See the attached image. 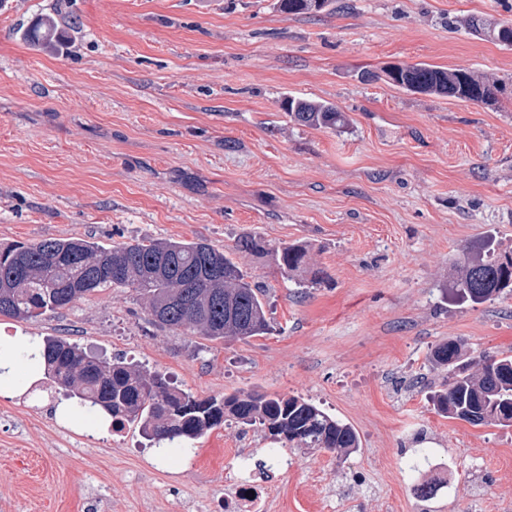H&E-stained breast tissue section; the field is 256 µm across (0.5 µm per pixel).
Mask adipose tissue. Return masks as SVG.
<instances>
[{
  "label": "adipose tissue",
  "instance_id": "1",
  "mask_svg": "<svg viewBox=\"0 0 512 512\" xmlns=\"http://www.w3.org/2000/svg\"><path fill=\"white\" fill-rule=\"evenodd\" d=\"M43 367L40 342L23 333L0 329V395L10 397L34 382Z\"/></svg>",
  "mask_w": 512,
  "mask_h": 512
}]
</instances>
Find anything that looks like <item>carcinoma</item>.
<instances>
[{
  "label": "carcinoma",
  "instance_id": "cac0c4a2",
  "mask_svg": "<svg viewBox=\"0 0 512 512\" xmlns=\"http://www.w3.org/2000/svg\"><path fill=\"white\" fill-rule=\"evenodd\" d=\"M329 0H278L280 11L319 12ZM470 28L503 46H512V21L474 17ZM25 38L40 50L57 52L69 43L68 33L50 15L36 19ZM386 81L408 92L447 96L489 104L504 85L465 68L427 63L387 66ZM293 122L336 129L346 118L335 105L301 97L285 100ZM236 249L267 253L279 269L309 287L324 279L310 262L304 243L266 247L257 234L242 237ZM452 287L474 304H483L512 287V254L496 252L487 235L464 248ZM109 288L136 292L148 316L173 332L193 329L210 341L247 339L269 330L260 288L224 251L203 241L149 239L106 247L81 238H47L37 243L0 245V316L22 320L56 313L76 301ZM45 378L64 396L112 419V430L132 424L155 445L178 448L189 455L193 441L233 422L257 427L274 444L271 461L283 448H324L348 457L361 448L356 430L300 396L236 392L220 398H199L171 386L167 378L143 365L102 361L62 337L42 338ZM459 342L438 344L431 363L448 370V381L433 397L437 413L474 426L512 427V356H485L464 363Z\"/></svg>",
  "mask_w": 512,
  "mask_h": 512
}]
</instances>
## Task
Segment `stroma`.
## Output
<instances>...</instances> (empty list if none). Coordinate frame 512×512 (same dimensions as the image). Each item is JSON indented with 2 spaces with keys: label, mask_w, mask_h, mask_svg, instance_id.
Segmentation results:
<instances>
[{
  "label": "stroma",
  "mask_w": 512,
  "mask_h": 512,
  "mask_svg": "<svg viewBox=\"0 0 512 512\" xmlns=\"http://www.w3.org/2000/svg\"><path fill=\"white\" fill-rule=\"evenodd\" d=\"M289 15L277 0H7L0 8V244L79 237L207 241L265 288L268 334L210 342L149 320L112 289L7 332L58 336L144 364L198 397L259 391L312 400L361 439L337 458L284 449L263 477L277 512H512V428L474 426L430 401L435 345L512 354V292L459 301L465 247L512 250V47L470 29L512 20V0H336ZM40 14L64 53L24 38ZM424 62L506 84L485 106L414 94L364 71ZM344 112L339 130L290 121L288 97ZM300 241L326 277L297 287L239 238ZM45 391L0 396V512H221L236 451L260 429L225 424L189 457L159 458L135 426L61 422ZM426 453L448 486L418 501L406 468Z\"/></svg>",
  "instance_id": "obj_1"
}]
</instances>
